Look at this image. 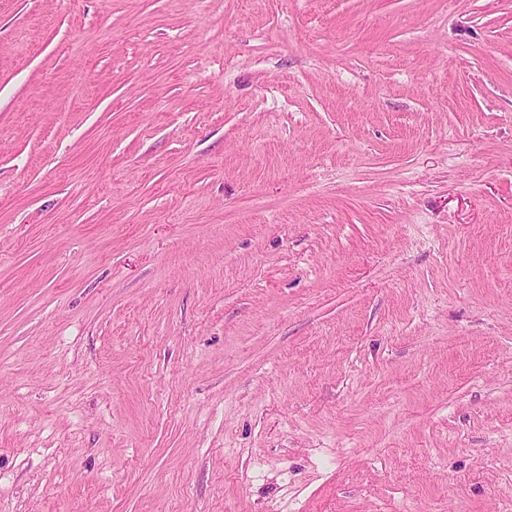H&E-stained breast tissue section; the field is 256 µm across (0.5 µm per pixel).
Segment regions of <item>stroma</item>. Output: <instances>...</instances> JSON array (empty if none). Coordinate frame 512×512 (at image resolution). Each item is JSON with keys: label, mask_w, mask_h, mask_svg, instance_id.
I'll list each match as a JSON object with an SVG mask.
<instances>
[{"label": "stroma", "mask_w": 512, "mask_h": 512, "mask_svg": "<svg viewBox=\"0 0 512 512\" xmlns=\"http://www.w3.org/2000/svg\"><path fill=\"white\" fill-rule=\"evenodd\" d=\"M0 512H512V0H0Z\"/></svg>", "instance_id": "35a3bbf8"}]
</instances>
